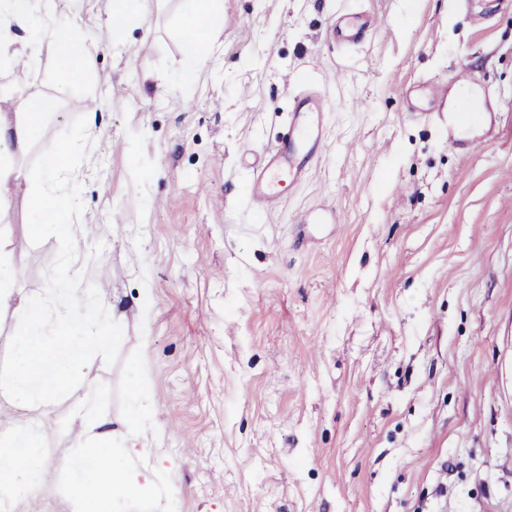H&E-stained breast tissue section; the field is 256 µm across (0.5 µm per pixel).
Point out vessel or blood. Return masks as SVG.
Here are the masks:
<instances>
[{
    "instance_id": "b4317fda",
    "label": "vessel or blood",
    "mask_w": 512,
    "mask_h": 512,
    "mask_svg": "<svg viewBox=\"0 0 512 512\" xmlns=\"http://www.w3.org/2000/svg\"><path fill=\"white\" fill-rule=\"evenodd\" d=\"M374 30L369 17L345 16L337 23L334 35L339 43L356 45ZM474 83L471 73L452 74L447 80L429 85L425 93L432 110L436 111L447 105L449 91L467 89L463 112L448 114V142L462 152L472 151L477 146L470 135L472 125H479L489 132L497 126L494 107L483 95L474 92ZM324 113L325 105L317 92L308 89L294 97L289 115L292 135L267 155L261 165L249 171V199L255 206L268 210L279 203L280 186L297 183L304 165L322 151L325 144Z\"/></svg>"
}]
</instances>
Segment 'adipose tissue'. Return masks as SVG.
Wrapping results in <instances>:
<instances>
[{
	"label": "adipose tissue",
	"instance_id": "obj_1",
	"mask_svg": "<svg viewBox=\"0 0 512 512\" xmlns=\"http://www.w3.org/2000/svg\"><path fill=\"white\" fill-rule=\"evenodd\" d=\"M139 0H112L111 14L99 28L100 38L88 42L80 25L68 19L51 22L49 38L52 51L66 62L70 71L85 72L92 68L96 49L110 45L117 25L137 13ZM224 30L223 0H183L179 17V37L183 61L187 68L197 67L208 48ZM61 103L73 111L94 114V106L76 94L67 78H59L53 96H32L22 113L11 122L0 121V203L23 176L16 159L40 136L54 104ZM46 431L44 419L28 420L0 434V512H15L27 489L25 472L37 459L39 441Z\"/></svg>",
	"mask_w": 512,
	"mask_h": 512
}]
</instances>
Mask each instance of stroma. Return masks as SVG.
Returning a JSON list of instances; mask_svg holds the SVG:
<instances>
[{
	"instance_id": "stroma-1",
	"label": "stroma",
	"mask_w": 512,
	"mask_h": 512,
	"mask_svg": "<svg viewBox=\"0 0 512 512\" xmlns=\"http://www.w3.org/2000/svg\"><path fill=\"white\" fill-rule=\"evenodd\" d=\"M180 6L142 0L86 73L38 17L20 32L33 62L0 58L19 89L1 119L63 74L97 108L72 270L120 324V357L143 352V469L169 476L176 512H512V0H224L192 73ZM342 12L382 23L339 46ZM462 65L498 112L469 153L397 91ZM308 85L326 145L257 209L247 168ZM28 189L0 208V264L28 270L0 303V358L58 251L30 242ZM72 403L0 395V431ZM67 446L44 435L17 512H68Z\"/></svg>"
}]
</instances>
